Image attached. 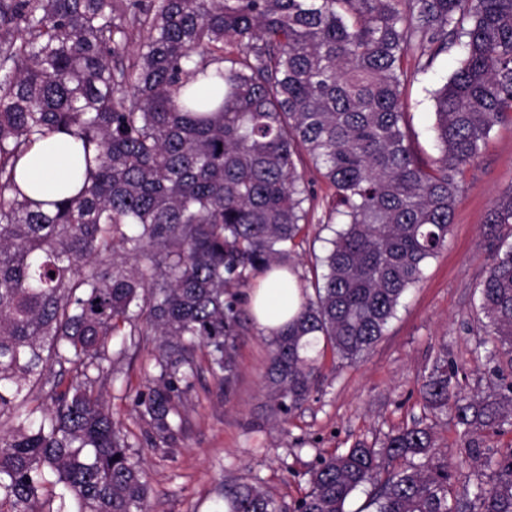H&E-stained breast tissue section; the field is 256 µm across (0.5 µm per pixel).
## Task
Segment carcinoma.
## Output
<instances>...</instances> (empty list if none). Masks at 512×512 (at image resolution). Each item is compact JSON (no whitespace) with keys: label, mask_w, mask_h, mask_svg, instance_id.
Instances as JSON below:
<instances>
[{"label":"carcinoma","mask_w":512,"mask_h":512,"mask_svg":"<svg viewBox=\"0 0 512 512\" xmlns=\"http://www.w3.org/2000/svg\"><path fill=\"white\" fill-rule=\"evenodd\" d=\"M135 25L145 35L125 64ZM453 45L464 56L434 94L438 156L423 162L405 91ZM505 121L512 0H0V512H148L150 484L101 400L112 336L127 349L158 337L135 405L175 439L196 383H232L242 289L293 271L307 160L342 227L322 279L298 277L300 311L270 333L264 386L273 417L302 408L326 351L353 362L384 335L447 242L458 177ZM60 132L84 183L44 210L16 165ZM487 224H512V186ZM477 290L492 391L459 389L446 352L420 387L462 429L458 463L415 421L320 458L288 507L227 484V512H347L378 479L373 512H512V448L474 439L512 428V248ZM46 387L49 405L35 396ZM468 463L481 469L458 489Z\"/></svg>","instance_id":"carcinoma-1"}]
</instances>
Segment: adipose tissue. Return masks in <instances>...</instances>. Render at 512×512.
Masks as SVG:
<instances>
[{
	"label": "adipose tissue",
	"instance_id": "ef3b65f1",
	"mask_svg": "<svg viewBox=\"0 0 512 512\" xmlns=\"http://www.w3.org/2000/svg\"><path fill=\"white\" fill-rule=\"evenodd\" d=\"M18 181L24 191L38 201H52L74 195L83 182L84 163L64 134L37 140L18 163ZM300 288L296 275L280 281L265 278L253 310L260 328L282 326L297 311Z\"/></svg>",
	"mask_w": 512,
	"mask_h": 512
}]
</instances>
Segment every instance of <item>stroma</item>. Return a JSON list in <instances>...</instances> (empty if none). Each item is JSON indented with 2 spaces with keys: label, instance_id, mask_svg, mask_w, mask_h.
<instances>
[{
  "label": "stroma",
  "instance_id": "stroma-1",
  "mask_svg": "<svg viewBox=\"0 0 512 512\" xmlns=\"http://www.w3.org/2000/svg\"><path fill=\"white\" fill-rule=\"evenodd\" d=\"M460 55L455 46L438 56L408 90L406 128L423 161L438 154L432 132L434 93L456 69ZM459 181L461 199L448 240L427 261L421 281L406 291L384 336L355 362L325 356L321 381L302 409L286 420L271 418L265 405L269 346L256 325L238 338L230 391L209 378L198 383L183 410V432L173 442L149 437L134 406L153 376L154 339L146 337L141 348L127 350L102 399L147 476L151 512H224L225 485L242 480L257 482L292 503L308 490L309 472L320 457L427 417L419 383L440 353L458 363V380L466 391L486 392L483 362L474 353L468 327L475 286L495 249L512 247V233L492 238L486 224L495 199L512 186V124L493 127L479 158ZM313 190L308 229L293 253L301 274L327 253L337 228L333 188L318 179Z\"/></svg>",
  "mask_w": 512,
  "mask_h": 512
}]
</instances>
